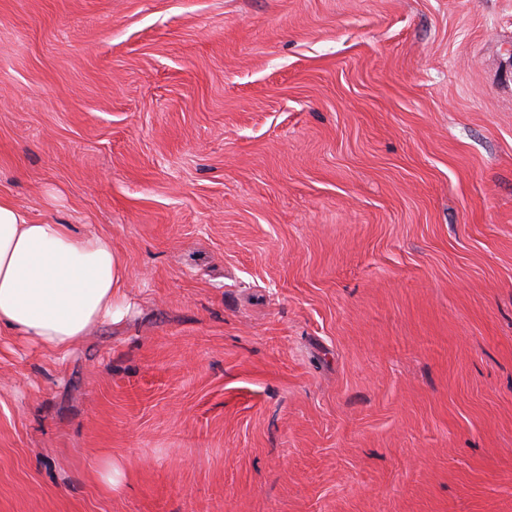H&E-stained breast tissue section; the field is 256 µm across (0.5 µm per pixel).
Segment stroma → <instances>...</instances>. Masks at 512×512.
Segmentation results:
<instances>
[{
  "label": "stroma",
  "instance_id": "1",
  "mask_svg": "<svg viewBox=\"0 0 512 512\" xmlns=\"http://www.w3.org/2000/svg\"><path fill=\"white\" fill-rule=\"evenodd\" d=\"M0 196L134 306L0 512H512V0H0Z\"/></svg>",
  "mask_w": 512,
  "mask_h": 512
}]
</instances>
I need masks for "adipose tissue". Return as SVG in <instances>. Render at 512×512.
Listing matches in <instances>:
<instances>
[{
	"mask_svg": "<svg viewBox=\"0 0 512 512\" xmlns=\"http://www.w3.org/2000/svg\"><path fill=\"white\" fill-rule=\"evenodd\" d=\"M127 268L109 238L69 224H34L0 197V340L63 363L97 325L128 317Z\"/></svg>",
	"mask_w": 512,
	"mask_h": 512,
	"instance_id": "adipose-tissue-1",
	"label": "adipose tissue"
}]
</instances>
